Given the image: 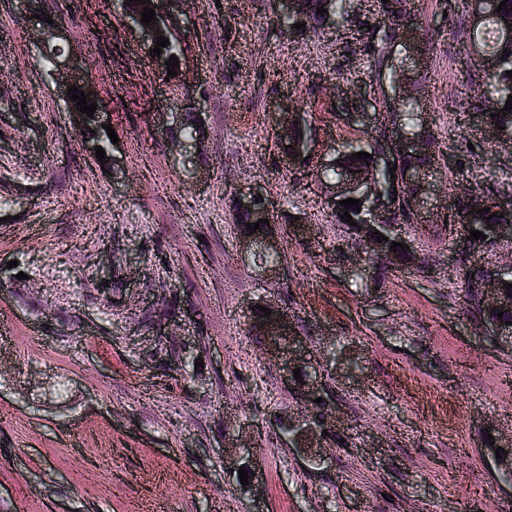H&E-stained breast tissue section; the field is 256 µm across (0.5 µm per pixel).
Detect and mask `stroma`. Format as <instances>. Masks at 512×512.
Masks as SVG:
<instances>
[{
	"label": "stroma",
	"instance_id": "1",
	"mask_svg": "<svg viewBox=\"0 0 512 512\" xmlns=\"http://www.w3.org/2000/svg\"><path fill=\"white\" fill-rule=\"evenodd\" d=\"M350 3L342 47L289 28L274 0H184L189 74L168 78L119 0H44L37 19L0 0V512H512L483 452L486 434H512V351L469 315L455 239L404 227L415 263L357 281L358 240L281 164L276 105L310 115L326 160L394 110L366 50L378 0ZM453 4L406 14L438 69L420 99L436 190L509 203L512 140L444 106L477 92L447 69ZM48 17L64 50L92 51L118 136L105 161L38 63ZM188 113L205 135L184 150L170 131ZM248 187L280 203L270 278L240 259L232 207ZM268 304L325 374L322 458L282 433L312 409L253 327ZM237 437L254 450L244 482L224 469Z\"/></svg>",
	"mask_w": 512,
	"mask_h": 512
}]
</instances>
